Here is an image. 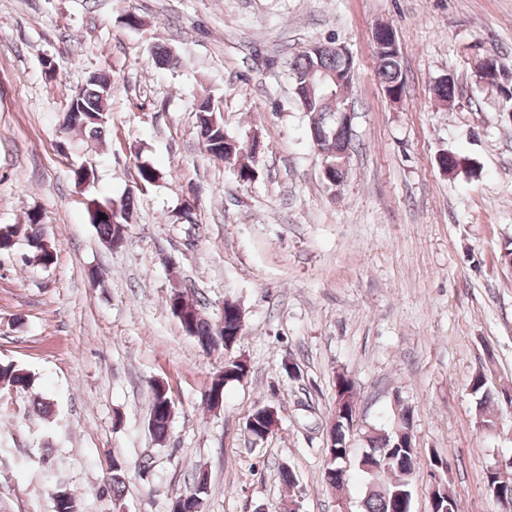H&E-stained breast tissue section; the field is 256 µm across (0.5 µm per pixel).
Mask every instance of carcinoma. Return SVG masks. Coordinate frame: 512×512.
Returning <instances> with one entry per match:
<instances>
[{"instance_id": "obj_1", "label": "carcinoma", "mask_w": 512, "mask_h": 512, "mask_svg": "<svg viewBox=\"0 0 512 512\" xmlns=\"http://www.w3.org/2000/svg\"><path fill=\"white\" fill-rule=\"evenodd\" d=\"M323 70L338 71L343 74L345 83L342 88L331 95L324 90L312 97L298 99L302 112L309 118V135L312 139H319L320 146L326 152L325 163L329 164L328 176L324 178L327 188L336 191V180L342 177V172L336 167L341 160L338 153L351 146L350 135L346 131L337 130L336 116L341 108L345 93L355 80L354 67L346 65L344 59L328 52L316 55L306 49L302 51L290 64V75L293 85L303 86L312 73ZM377 74L384 88L394 91L403 88L404 78L400 63L396 57L384 55L377 58ZM482 77L496 84L499 94L504 102V111L512 112V75L499 64L493 67ZM108 79L99 74L94 80L87 83L78 99L70 101L68 106L69 122L67 128L78 129L93 138H99L105 133L109 120V94ZM216 110L210 108V100H203L197 107V124L199 134L209 154L218 161L235 168L237 178L242 182H251L255 177V168L248 159L255 157L245 141L230 136L224 129L222 121L214 117ZM160 178V173L151 166L137 167V185L146 188L153 185ZM131 199L123 201L119 210L105 214V218L91 219L97 226L102 239L112 246L123 242L126 224L132 218ZM43 218L36 211L27 216L24 225H9L0 228V251L12 249L16 238H24L29 249V259L40 265L48 266L54 261V252L49 250L44 242L42 231ZM235 304L224 302V326L211 322L200 312L188 311L179 319L183 331L193 338L196 345L206 354L217 347L224 345V338L233 337L238 329V318L234 313ZM0 383L3 388L18 393H26L32 387L31 374L13 364L0 363ZM469 388L473 394L479 396V413H484V404L492 400L493 394L487 389L485 375L478 371L472 374ZM152 401L149 412L148 426L154 438L160 442L168 435L174 402L169 387L157 382L151 386ZM401 417L393 420L391 430L375 431L368 436L369 452L363 455L364 459H374L376 470H362L366 478L365 495L363 498V512H411L413 496L411 476L418 464L417 451L408 447L410 443L409 432L412 431V412L408 407L400 408ZM346 418H341V426L336 428V447L332 449L334 457L328 458L326 479L330 486L340 487L345 478V462L347 456ZM484 484L502 512H512V480L502 482L493 468L485 471ZM438 501L433 503L435 512H459L458 503L453 495L444 491L443 482L436 483ZM206 477L199 478L192 489L179 494L171 503V509L180 512H197L202 508V494L206 492ZM57 500L56 512H78V503L73 495L59 489L55 493Z\"/></svg>"}]
</instances>
